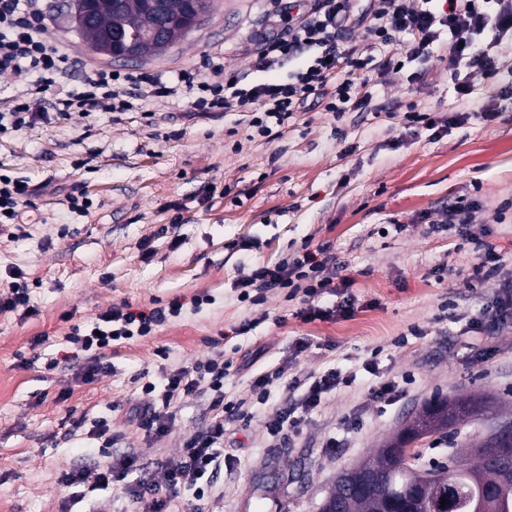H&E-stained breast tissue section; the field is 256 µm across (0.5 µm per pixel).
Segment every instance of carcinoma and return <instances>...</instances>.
Wrapping results in <instances>:
<instances>
[{"mask_svg":"<svg viewBox=\"0 0 512 512\" xmlns=\"http://www.w3.org/2000/svg\"><path fill=\"white\" fill-rule=\"evenodd\" d=\"M167 7L166 0H130L125 18L137 26L148 17ZM484 401L479 398H436L427 403L413 420L405 423L412 440L444 431L452 433L456 426L472 415L483 411ZM407 443L399 437L376 450L375 455L346 470L331 483L325 500L332 501L336 512H380L387 497H410L415 486L425 484L424 495L415 500L421 512H466L460 500V492L479 481L489 487L502 500V506L512 512V478H507L493 462L487 448H512V421L490 432L468 448L451 452L448 465L424 469L416 464L404 468L395 465L392 449L404 453ZM447 500L440 506L441 500Z\"/></svg>","mask_w":512,"mask_h":512,"instance_id":"carcinoma-1","label":"carcinoma"}]
</instances>
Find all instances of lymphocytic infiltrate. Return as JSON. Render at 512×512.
I'll return each instance as SVG.
<instances>
[{
	"instance_id": "1",
	"label": "lymphocytic infiltrate",
	"mask_w": 512,
	"mask_h": 512,
	"mask_svg": "<svg viewBox=\"0 0 512 512\" xmlns=\"http://www.w3.org/2000/svg\"><path fill=\"white\" fill-rule=\"evenodd\" d=\"M433 0H280L272 16L274 32L256 49L254 66L260 71L275 70L284 59L305 53L310 63L288 82L258 85L242 84L239 77L225 74L223 68H211L201 79L178 76L166 82L153 73L140 74L137 83L140 98L173 97L182 87L197 86L201 92L193 109L258 108V128L267 120L284 122L292 112L304 108L309 99L324 103L327 111L342 115L366 108L353 76L373 66L379 47H391L395 56L410 60L431 57L440 43H447L455 69L456 89L468 95L470 78L482 76L490 84V93L482 107L484 116L498 112L500 101L512 99V82L502 83L503 74L512 73V0H442L434 8ZM43 12L39 0H0V74L11 75L21 86L9 109L0 110V128L32 125L47 120L49 112H121L131 108L118 85V76L104 69L87 73L82 91L68 89L72 71L69 55L59 51L42 35ZM493 32L484 41L485 32ZM38 187L18 185L0 177V223L18 224L22 211L30 207ZM336 277V256L330 245L306 251L279 264L252 269L238 286L242 297L261 303L272 288L289 289L306 303V319L325 317L313 298L327 293ZM180 305L157 307L149 311L115 309L98 319L92 330L74 327L69 338L75 348L85 352L83 379L91 381L109 369L102 351L112 342L133 335H149L168 316L177 315ZM223 357H215L173 371L162 395L161 407H147L135 413L139 428L157 435L168 428L167 406L179 397L190 396L207 386L218 412L204 430L187 437L181 460L173 467L157 468L150 477L128 486L127 492L138 512H181L180 490L192 491L194 512H205L206 501L217 487L215 475L224 468V417L248 416L245 401H225Z\"/></svg>"
}]
</instances>
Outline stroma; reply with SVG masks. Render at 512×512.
Segmentation results:
<instances>
[{"label": "stroma", "mask_w": 512, "mask_h": 512, "mask_svg": "<svg viewBox=\"0 0 512 512\" xmlns=\"http://www.w3.org/2000/svg\"><path fill=\"white\" fill-rule=\"evenodd\" d=\"M43 35L80 69L108 66L76 32L71 0H41ZM271 0H212L207 20L162 56L117 63L127 73L175 79L224 66L246 84L284 82L304 63L253 66ZM422 79L407 92L404 78ZM459 96L447 51L405 63L401 73L365 75L366 111L343 118L315 108L261 134L245 112H194L192 92L153 98L128 112H78L0 130V175L29 184L54 179L63 192L36 201L22 228L0 234V294L29 288L31 313L0 311V512H135L115 483L67 488L62 472L84 461L97 472L134 451L147 466L173 465L181 444L214 415L206 395L174 400L164 435L145 433L133 407L152 405L171 370L223 354L232 366L225 400L251 397L252 376L282 371L249 421L224 424L222 497L208 512H320L337 472L374 455L434 396L488 401V413L460 426L459 445L485 436L494 416L512 418V327H471L497 282L469 271L486 249L512 266V103L492 119L479 108L481 77ZM423 112H467L442 137L402 132V104ZM76 194L86 204L66 202ZM480 208L467 237L434 232L457 197ZM331 244L342 267L335 294L319 306L330 319L303 321L301 298L269 292L242 300L237 283ZM206 302L194 306L193 300ZM355 301L335 316L339 298ZM180 302V313L147 336L113 344L110 373L91 382L52 366L70 352L74 326L115 308L147 310ZM379 363L378 375L364 369ZM352 377L316 408L297 410L286 440L271 444L266 424L293 377L327 370ZM393 381L378 405L369 391ZM107 420L111 448L97 434ZM335 447H327L329 437Z\"/></svg>", "instance_id": "obj_1"}]
</instances>
